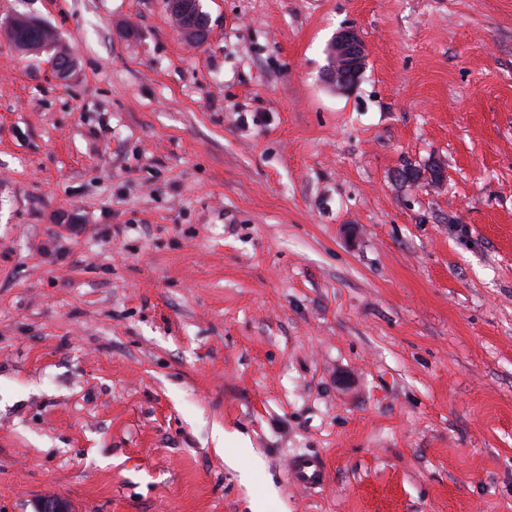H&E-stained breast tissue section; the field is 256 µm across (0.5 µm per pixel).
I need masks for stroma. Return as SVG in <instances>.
Here are the masks:
<instances>
[{
  "mask_svg": "<svg viewBox=\"0 0 512 512\" xmlns=\"http://www.w3.org/2000/svg\"><path fill=\"white\" fill-rule=\"evenodd\" d=\"M200 4L0 0V512H512V0ZM186 7L183 14L178 15V24L183 29H195L200 32L199 39L195 40L198 45L203 44L208 31V17L201 10L198 0H185ZM197 2V3H196ZM19 24L13 31V44L19 50L39 49L49 46L44 41V29L42 25L32 27L26 24L22 19H18ZM330 53L336 69L327 70V82L338 90L352 89L362 74L367 57L361 35L352 28L341 30L331 41ZM294 474L305 486L319 485L324 481L326 470L323 462L317 458H304L293 463Z\"/></svg>",
  "mask_w": 512,
  "mask_h": 512,
  "instance_id": "stroma-1",
  "label": "stroma"
}]
</instances>
